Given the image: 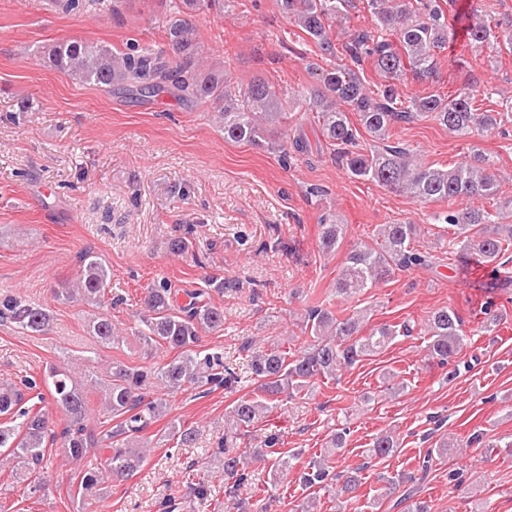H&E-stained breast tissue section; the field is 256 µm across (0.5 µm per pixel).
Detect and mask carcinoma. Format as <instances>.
Masks as SVG:
<instances>
[{"label":"carcinoma","instance_id":"carcinoma-1","mask_svg":"<svg viewBox=\"0 0 512 512\" xmlns=\"http://www.w3.org/2000/svg\"><path fill=\"white\" fill-rule=\"evenodd\" d=\"M180 17L166 25V48L156 51L132 43L125 52L107 45L71 40L51 47L49 59L56 69L70 78L92 83L106 92L112 89L129 95L152 97L170 93L179 101L193 100L209 104L224 120V139L244 141L265 147L284 157L306 156L311 147L302 135L277 140L278 127L288 123L291 106L288 98L278 95L263 77L253 78L236 94L224 86V70L205 66L197 29L189 16L201 0H180ZM374 21V33L367 31L348 35L344 55L353 64L372 60L384 78V84L370 90L358 73L346 66L322 74L304 98L307 111L314 114L322 136L334 147L333 159L355 178L373 181L387 190L421 202H442L447 208L433 214L437 224H447L459 238L460 249L480 266L491 268L497 275L501 260L512 250V224L503 223L504 213L490 212L475 202L499 194L500 175L491 169L489 156L477 153L452 166L422 163L410 150L386 144L390 128L399 120L430 117L457 138H468L474 132H493L504 121L512 120V98L499 102L500 110L480 112L474 106L475 90L463 88L445 97L439 94L401 98L398 82L407 75L421 80L434 79L438 73V57L456 38V26L437 4V0H366ZM353 0H279V7L289 22L303 32L323 55H336V26L345 21ZM466 44L479 56L487 44L495 41L512 49V18L491 26L483 21H470L463 27ZM359 116L365 132L376 145L360 147L357 129L348 113ZM344 225L330 222L321 225L320 243L332 251L340 243ZM420 235L417 224H382L373 235V243L361 242L348 254L336 278V294L351 297L392 279L395 271L429 265L428 256L413 246ZM109 269L91 252L80 258L79 273L55 291L65 302L80 301L99 309L89 322L96 342L113 346L122 341L108 307ZM208 290L190 295L185 305L177 303V292L168 281L154 282L142 299L137 338L147 358L166 348L176 355L150 366L132 367L114 360L105 367L104 376L91 374L90 382L105 387L104 407L117 420L107 434L112 448L106 458L82 472L79 493L82 510L107 493L108 484L132 478L146 460L141 433L149 424L167 415L166 399L152 396L161 389L178 390L187 386L208 394L240 382L234 368L224 363V353L199 348L205 332L224 327V309L205 299ZM0 319L37 333L49 324L47 309L13 298L0 300ZM365 322L363 312L343 318L319 306L307 311L304 329L309 331L308 344L291 354L280 345L253 349L251 370L259 382L261 394L241 397L225 413L227 432L212 449L211 457L222 463L224 473L233 482L225 486V494L233 497L237 488L249 480V461L238 454L234 440L255 423L269 418L280 406L282 398L290 399L307 390L317 378L334 380L337 373L387 348L398 336H408L410 325L384 324L367 336L361 335ZM427 356L441 366L458 356L464 347L467 331L462 318L448 306L428 315L426 322ZM53 401L67 413L69 424L60 434V451L72 463L85 460L92 446L83 426L88 411L87 391L66 365H55L44 375ZM36 395L24 399L13 383H0V449L4 458L42 470L49 469L46 456L49 437L48 420L39 404L43 393L33 377L22 381ZM193 426L172 420L168 437L176 445L188 447L196 440ZM346 431L336 432L330 450L313 458L300 473L301 489L307 492L304 512H318L317 494L339 486L346 502L358 500L361 469L336 470L333 453L345 444ZM277 434H269L257 458L270 464L269 472L277 479L298 454L280 451ZM398 440L391 434L374 437L366 449L369 458H383L395 453ZM190 495L199 501L213 497L210 481L187 479Z\"/></svg>","mask_w":512,"mask_h":512}]
</instances>
